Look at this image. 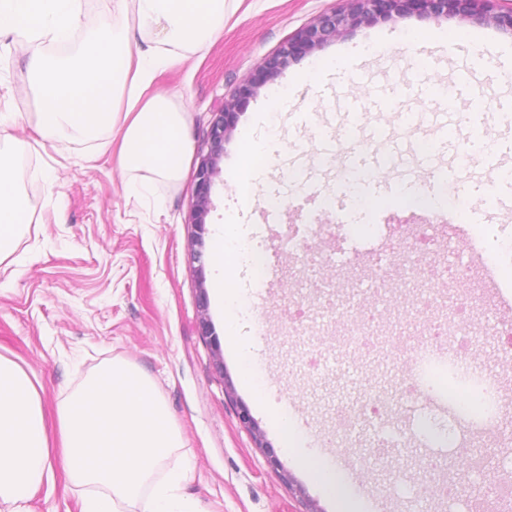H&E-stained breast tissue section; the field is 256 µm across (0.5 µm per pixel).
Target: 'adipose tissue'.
<instances>
[{
	"label": "adipose tissue",
	"mask_w": 512,
	"mask_h": 512,
	"mask_svg": "<svg viewBox=\"0 0 512 512\" xmlns=\"http://www.w3.org/2000/svg\"><path fill=\"white\" fill-rule=\"evenodd\" d=\"M225 0H113L111 15H84L81 0H0V36L36 44L61 45V52L39 50L29 59V94L38 112L37 128L48 138L76 143L103 138L123 124L118 157L122 173L135 175L142 190L156 183L181 181L188 158L189 116L178 94L150 93L159 68L176 67L224 24ZM155 34L152 46L133 51L125 19ZM80 38H73L74 29ZM22 141L0 148V264L10 259L21 228L31 211L18 185V161L28 151ZM280 151L276 139L242 140V164L236 184L243 204H252L258 183ZM241 227L219 225L213 242L212 296L224 314L225 339L241 357L252 343L239 336L238 322L246 310L236 289L225 287L228 273L246 256L238 246ZM282 445L298 458L309 477L335 503L337 512H362V502L347 473L326 456L311 451L288 411L274 416ZM55 455L49 446L39 392L16 363L0 357V504L8 512H29L30 492L54 484Z\"/></svg>",
	"instance_id": "1"
}]
</instances>
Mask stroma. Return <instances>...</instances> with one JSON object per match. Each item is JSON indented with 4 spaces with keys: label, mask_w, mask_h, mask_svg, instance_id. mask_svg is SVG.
<instances>
[{
    "label": "stroma",
    "mask_w": 512,
    "mask_h": 512,
    "mask_svg": "<svg viewBox=\"0 0 512 512\" xmlns=\"http://www.w3.org/2000/svg\"><path fill=\"white\" fill-rule=\"evenodd\" d=\"M341 4L227 0L223 31L156 77L154 90L181 94L189 158L179 184H157L141 199L125 190L120 133L105 136L94 156L86 145L40 135L26 96L29 52L0 40V108L22 115L10 134L30 145L19 173L33 212L13 263L0 271V356L35 382L54 448L61 445L60 401L106 364L139 369L181 432L176 457L192 467L179 492L188 512H332L330 499L286 455L270 408L246 384L250 371L295 415L310 447L347 470L371 512H469L475 499L490 512H512L499 496L501 486L512 485V418L493 408L512 405V348L490 329H512V311L497 306L481 274L456 285L445 273L449 263L472 264L465 236L490 228L512 248V212L500 209L512 186L501 176L512 169V79L505 77L511 32L411 14L349 29L299 57L251 99L225 143L204 234L195 235L188 222L198 157L208 150L206 134L225 95L289 36ZM417 32L423 40L411 42ZM348 51L358 60L351 70L291 87L296 74L318 72ZM423 82L444 85L446 95L420 94ZM347 97L364 101L362 118L344 112ZM382 130L428 158L421 195L406 196V176L384 162ZM247 135L281 145L249 206L235 185ZM334 135L362 150L357 170L367 183L359 194L344 186L350 168L319 155L320 141ZM441 175L448 178L443 197ZM269 199L281 202L276 215L268 213ZM230 222L242 226L241 248L268 256L263 272L245 266L230 275L251 309L240 321L241 334L255 339L247 359L227 351L215 308H200L212 291L215 227ZM294 233L309 236L325 257L351 258L346 269L329 272L331 301L348 315L376 305L409 337L408 352L333 346L311 322L314 292L298 286L302 268L287 251ZM379 253L397 265L415 257L424 278L392 279L377 296L361 292L375 275L369 260ZM457 307L467 332L427 347L425 327ZM204 316L212 328L207 337L199 328ZM489 387L495 401L481 413L443 403L448 392ZM367 400L376 413L337 435V407ZM243 407L256 430L240 423ZM257 430L263 443L254 439ZM273 457L280 468L270 465ZM429 458L443 463L436 484L454 480L455 495L422 497ZM82 505V492L62 473L28 502L30 512H82Z\"/></svg>",
    "instance_id": "stroma-1"
}]
</instances>
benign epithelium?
I'll return each instance as SVG.
<instances>
[{"instance_id": "benign-epithelium-1", "label": "benign epithelium", "mask_w": 512, "mask_h": 512, "mask_svg": "<svg viewBox=\"0 0 512 512\" xmlns=\"http://www.w3.org/2000/svg\"><path fill=\"white\" fill-rule=\"evenodd\" d=\"M347 7L324 12L298 30L274 53L260 63L255 73L243 80L237 91L217 111L207 132L209 151L200 155L195 171V208L191 216L199 233H204L205 218L212 208L211 189L221 173L224 143L240 114L255 98L258 89L279 76L299 56L313 51L343 34L349 28L390 21L417 13L424 18H457L475 25H492L512 32V7L491 13L483 9L484 0H346Z\"/></svg>"}]
</instances>
